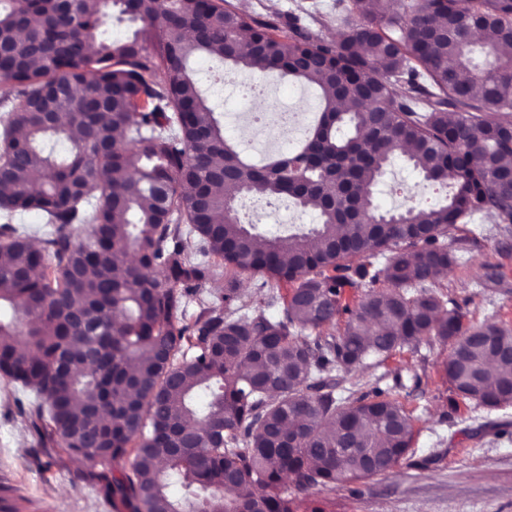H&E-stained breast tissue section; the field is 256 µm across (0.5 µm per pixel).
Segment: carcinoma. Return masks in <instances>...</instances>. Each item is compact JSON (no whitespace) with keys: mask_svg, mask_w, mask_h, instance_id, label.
<instances>
[{"mask_svg":"<svg viewBox=\"0 0 512 512\" xmlns=\"http://www.w3.org/2000/svg\"><path fill=\"white\" fill-rule=\"evenodd\" d=\"M114 10L142 26L103 37ZM503 43L512 0H336L276 23L229 0H0V378L32 398L17 407L45 454L89 461L80 478L113 512H325L311 490L390 474L414 436L387 391L339 396L336 373L435 338L457 397L512 404V330L433 291L458 261L448 228L512 224ZM199 60L313 88L315 123L252 163ZM397 160L446 196L381 209ZM247 197L316 222L265 234L239 218ZM31 211L37 248L13 226ZM346 287L365 289L352 307Z\"/></svg>","mask_w":512,"mask_h":512,"instance_id":"obj_1","label":"carcinoma"}]
</instances>
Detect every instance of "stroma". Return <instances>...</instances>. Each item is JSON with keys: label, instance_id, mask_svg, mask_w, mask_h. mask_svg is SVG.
Here are the masks:
<instances>
[{"label": "stroma", "instance_id": "obj_1", "mask_svg": "<svg viewBox=\"0 0 512 512\" xmlns=\"http://www.w3.org/2000/svg\"><path fill=\"white\" fill-rule=\"evenodd\" d=\"M211 69L207 61L198 65L201 85L216 103L226 134L247 136L254 157L272 151L266 132L254 129L250 120L254 77L236 71L216 82L209 76ZM418 182L405 164L396 163L381 187L380 207H398L408 189L418 190L421 204H432L437 191L418 189ZM239 216L260 231L286 235L312 221L311 214L289 201L268 208L259 198L245 200ZM447 241L462 261L440 282L467 322L493 319L512 329V237L503 236L496 215L484 213L457 225ZM489 265L497 266L500 281L486 288L482 281ZM449 352V345L431 339L394 352L382 364L337 374L338 389L348 394L388 390L413 416L415 436L411 452L390 475L361 483L355 493L344 488L314 491L326 512H512V405L451 408L453 392L442 375ZM89 467L64 453L48 464L17 411L11 384L0 379V499L15 502L19 512H112L80 479Z\"/></svg>", "mask_w": 512, "mask_h": 512}]
</instances>
